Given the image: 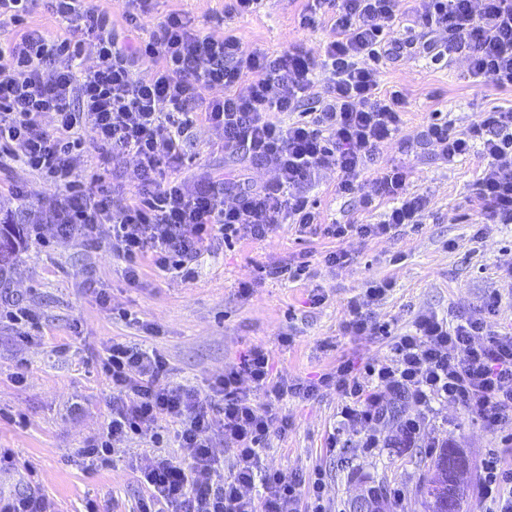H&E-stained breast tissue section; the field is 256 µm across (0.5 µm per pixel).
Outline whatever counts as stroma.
<instances>
[{
    "label": "stroma",
    "mask_w": 512,
    "mask_h": 512,
    "mask_svg": "<svg viewBox=\"0 0 512 512\" xmlns=\"http://www.w3.org/2000/svg\"><path fill=\"white\" fill-rule=\"evenodd\" d=\"M225 0H159L158 16L179 12L202 33L233 35L249 49L269 53L300 47L320 55L333 31L329 23L299 28L306 0H264L259 12L229 16ZM463 55L449 54L435 64L404 58L381 70V87L402 90L406 97L402 130L361 174L374 178L383 168L402 165L412 171L409 192L424 195L428 205L418 228L391 238L353 236L339 241L321 233L302 235L293 225H280L264 240L225 245L215 240L194 263L193 278L184 279L144 264L138 283L123 276L125 262L109 244L90 246L78 236L60 238L55 224L30 227L27 246L0 287V448L13 449L28 460L31 471L0 476V492L33 489L50 498L57 512H84L88 500L100 512H134L141 496L140 469L153 453V430L119 443L108 465L86 469L78 451L112 417V397L97 362L112 341L163 354L169 379L207 394L208 385L225 369L240 365L250 349L266 348L274 374L307 381L352 360L363 366L384 360L391 336L409 332L416 316L433 312L456 322L484 312L489 292L501 301L489 321L496 330L512 333V224L485 223L474 202V184L484 161L474 153L448 163L434 146L404 147L416 136L432 111H441L455 129L480 123L484 113L512 108V88L473 82ZM185 163L170 168L169 179L186 188L214 177L273 182L275 171L237 154L225 153L220 134L198 123L186 144ZM78 173L122 184L134 194L135 160L114 156L97 164L94 151L77 155ZM338 174H318L309 196L326 224L377 223L387 202L362 209L356 198L339 194ZM26 186L17 200L13 188ZM62 187L43 179L21 163L0 171V208L24 206L48 213ZM482 239H475V232ZM347 252L346 266L327 264L326 254ZM308 261L301 280L265 279L262 267ZM389 280L385 299L369 305L386 336H354L346 332V306L363 297L374 281ZM324 296L311 301L313 293ZM107 304H100L99 295ZM29 310L40 326L31 342H21L27 324L7 317L8 308ZM292 344H282V337ZM26 380L14 381L17 368ZM343 404L335 391L324 389L308 400L291 396L278 404L288 420L285 431L270 434L261 449L265 467L287 474L326 475V512H348L354 499L386 487L385 512H424L417 492L437 454L433 442H451L478 468L489 449L500 447L499 436L459 405L445 403L422 414L413 445L399 443L395 425L384 428L387 445L366 450L361 436L344 433L331 449L329 437Z\"/></svg>",
    "instance_id": "1"
}]
</instances>
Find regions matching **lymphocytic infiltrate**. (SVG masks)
Segmentation results:
<instances>
[{"label":"lymphocytic infiltrate","mask_w":512,"mask_h":512,"mask_svg":"<svg viewBox=\"0 0 512 512\" xmlns=\"http://www.w3.org/2000/svg\"><path fill=\"white\" fill-rule=\"evenodd\" d=\"M402 2L309 0L300 27L328 16L335 31L317 60L298 49L277 55L246 49L235 36L201 33L177 12L148 37L128 43L93 0H48L71 37L51 41L32 30L0 46V169L20 159L64 185L65 194L53 203L63 237L76 233L90 245L110 244L132 284L143 261L178 274L215 237L228 243L261 240L286 222L302 233L322 226L325 236L337 240L395 236L419 224L426 200L408 193L405 167L384 169L368 182L359 179L403 124L405 96L398 90L379 94V62L462 53L474 81L512 88V0H481L478 9L474 0H418L415 24L421 32L408 39L386 28ZM441 30L447 39H438ZM89 41L96 62L83 67L77 60ZM319 69L327 72L329 85L327 96L316 99L311 89ZM204 88L217 89V96L201 97ZM304 106L312 120L285 124L273 118ZM45 113L53 114V128L42 126ZM200 121L221 133L225 151L272 167L276 180L236 194L230 206L224 202L227 187L217 180L201 181L191 191L175 181L160 183L166 168L182 163L187 133ZM87 131L100 161L115 154L134 158L139 189L133 198L114 199L111 190L75 171L72 159L88 142ZM424 137L449 163L480 153L485 164L476 181L478 206L494 223L512 224V109L486 113L481 124L463 132L436 119ZM329 167L339 173L338 191L358 197L363 208L390 200L379 223L321 225L306 189ZM391 288V281L375 282L364 298L348 301L345 330L385 334L364 307ZM100 368L112 387V418L101 437L80 450L83 464L94 466L115 442L164 423L175 425L178 446L190 461L184 467L155 454L141 470L144 493L137 512H325L322 478L308 486L299 476L260 467L264 440L287 427L276 402L288 395L309 399L323 388L344 398L345 425L367 428L368 448L381 445L391 400L407 398L421 410L436 403L462 405L505 442L479 465L485 512H512V334L499 333L486 318L453 323L434 313L418 315L412 331L392 338L384 362L361 370L342 362L306 382L274 374L268 352L253 348L240 367L213 382L212 392L224 399L215 412L195 391L167 381L168 363L160 353L115 341ZM246 378L264 392L266 404L242 389ZM218 435L235 446L232 467L213 452ZM257 482L263 492L256 497L249 489Z\"/></svg>","instance_id":"lymphocytic-infiltrate-1"}]
</instances>
